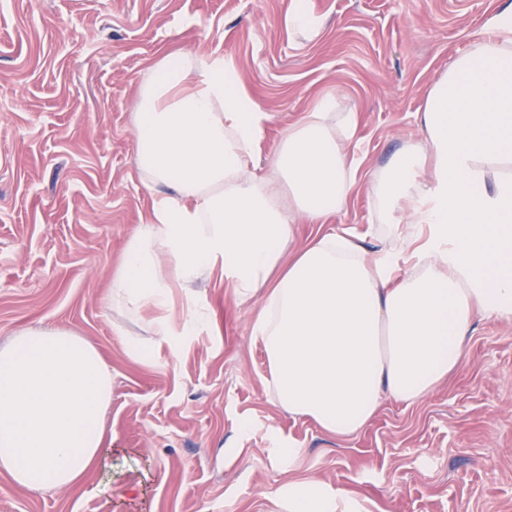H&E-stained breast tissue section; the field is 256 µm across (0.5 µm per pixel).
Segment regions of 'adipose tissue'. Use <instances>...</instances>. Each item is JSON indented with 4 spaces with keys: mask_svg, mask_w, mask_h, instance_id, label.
Returning <instances> with one entry per match:
<instances>
[{
    "mask_svg": "<svg viewBox=\"0 0 512 512\" xmlns=\"http://www.w3.org/2000/svg\"><path fill=\"white\" fill-rule=\"evenodd\" d=\"M495 34L457 55L419 114L423 141L377 172L369 194L393 239L367 255L340 230L297 253L301 222L348 204L360 161L356 110L336 97L282 135L267 165L268 113L223 57L166 54L141 83L135 162L151 210L112 277L111 301L145 321L156 345L197 336L207 306L174 288L220 276L236 298L262 296L252 336L277 402L342 438L383 400L411 403L461 365L474 324L512 322V9ZM112 372L98 350L60 328H25L0 345V470L32 490L79 485L112 455L105 417ZM282 512H358L339 488L298 480Z\"/></svg>",
    "mask_w": 512,
    "mask_h": 512,
    "instance_id": "ef3b65f1",
    "label": "adipose tissue"
}]
</instances>
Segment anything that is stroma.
<instances>
[{"instance_id": "stroma-1", "label": "stroma", "mask_w": 512, "mask_h": 512, "mask_svg": "<svg viewBox=\"0 0 512 512\" xmlns=\"http://www.w3.org/2000/svg\"><path fill=\"white\" fill-rule=\"evenodd\" d=\"M292 0H0V344L61 328L112 372V457L74 489L32 491L0 472V512H281L274 494L312 479L354 491L363 512H512V322L477 323L448 382L412 404L384 402L339 438L276 402L262 302L218 279L195 284L213 324L151 363L145 325L107 287L152 204L135 163L139 85L179 47L224 56L268 112L264 153L319 97L359 116L358 183L324 224L384 241L369 180L422 137L417 114L452 57L491 34L512 0H306L322 21L288 28Z\"/></svg>"}]
</instances>
